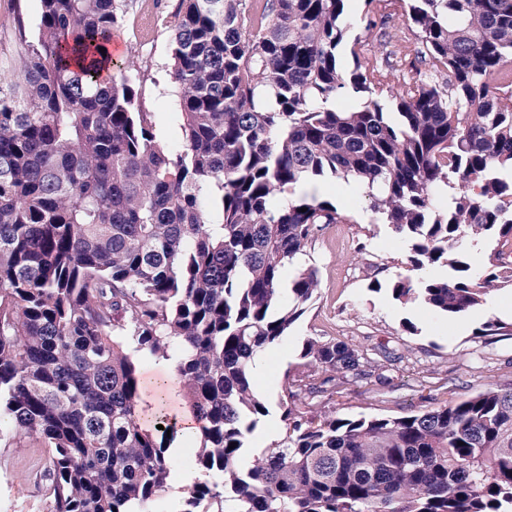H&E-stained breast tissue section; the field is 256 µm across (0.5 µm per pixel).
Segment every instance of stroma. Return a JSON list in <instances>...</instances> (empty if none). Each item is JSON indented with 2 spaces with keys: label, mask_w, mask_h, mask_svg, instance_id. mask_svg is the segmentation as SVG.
Returning <instances> with one entry per match:
<instances>
[{
  "label": "stroma",
  "mask_w": 512,
  "mask_h": 512,
  "mask_svg": "<svg viewBox=\"0 0 512 512\" xmlns=\"http://www.w3.org/2000/svg\"><path fill=\"white\" fill-rule=\"evenodd\" d=\"M176 0H128L113 35L123 57L138 53L149 76L140 87L142 105L153 112L158 139L170 150L182 143L180 118L168 83L170 35L163 30L138 34L140 16L165 11ZM23 22L29 39H36L40 23L39 0H0V59L20 49L13 32ZM320 198L336 204L350 218L329 225L300 260L318 271L314 301L287 336L265 351L252 373L255 389L270 414L248 440L243 464H251L265 440L279 441L285 431L281 415L286 375L294 371L305 340H343L364 348L374 359L383 351L396 356L379 387L349 381L343 393L316 400L315 411L341 417L404 416L461 400L477 391L512 383V336H484L488 321H512V287L491 292L479 310L448 319L421 301H395L385 283L399 277L420 279L429 269H414L406 242L394 234L370 207L364 189L353 181L319 182ZM380 289H370L372 280ZM43 448L0 447V512H49L47 483L39 475ZM173 478L152 505L153 512H181L189 482L197 475L186 448L172 459Z\"/></svg>",
  "instance_id": "stroma-1"
}]
</instances>
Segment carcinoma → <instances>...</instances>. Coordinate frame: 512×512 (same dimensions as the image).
Wrapping results in <instances>:
<instances>
[{
  "label": "carcinoma",
  "mask_w": 512,
  "mask_h": 512,
  "mask_svg": "<svg viewBox=\"0 0 512 512\" xmlns=\"http://www.w3.org/2000/svg\"><path fill=\"white\" fill-rule=\"evenodd\" d=\"M39 2L37 39L17 20L21 49L0 61V442L48 448L51 512H150L167 488L176 429L142 428L129 348L173 362L201 422L181 512H512V386L401 417L312 415L350 374L387 381L345 341L303 343L280 444L239 465L269 415L253 364L318 290L302 267L285 296L284 273L348 221L288 188L351 179L415 269L447 266L393 280L396 301L460 317L512 285V0H366L405 11L423 46L430 79L398 86L346 40L347 0H178L142 23L171 33L175 153L136 62L99 74L125 0ZM347 87L364 102L339 109ZM468 239L497 241L478 271Z\"/></svg>",
  "instance_id": "obj_1"
}]
</instances>
